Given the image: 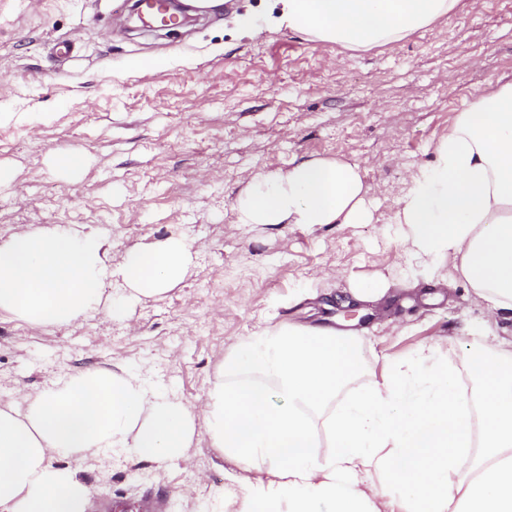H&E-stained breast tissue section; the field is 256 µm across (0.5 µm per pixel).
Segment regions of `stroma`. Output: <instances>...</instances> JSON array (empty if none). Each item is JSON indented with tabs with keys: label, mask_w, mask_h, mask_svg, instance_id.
Returning a JSON list of instances; mask_svg holds the SVG:
<instances>
[{
	"label": "stroma",
	"mask_w": 512,
	"mask_h": 512,
	"mask_svg": "<svg viewBox=\"0 0 512 512\" xmlns=\"http://www.w3.org/2000/svg\"><path fill=\"white\" fill-rule=\"evenodd\" d=\"M121 0H0V244L57 225L108 239L113 256L181 236L193 262L167 292L130 297L107 278L97 310L34 329L0 310V403L25 406L61 376L124 369L198 404L232 346L288 322L344 320L333 300L384 280L363 303L361 389L425 342L462 362L483 332L512 340V317L448 285H399L393 224L411 170L490 83L512 82V0H479L433 29L366 52L306 39L269 20L273 0H223L172 32L134 31ZM251 19L256 33L241 28ZM74 40L61 61L57 44ZM78 152L75 172L55 165ZM359 165L375 185L368 224H241L253 172L322 157ZM186 458L130 453L61 458L90 490L88 512H233L237 464L197 428Z\"/></svg>",
	"instance_id": "1"
}]
</instances>
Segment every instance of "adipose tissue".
<instances>
[{"mask_svg":"<svg viewBox=\"0 0 512 512\" xmlns=\"http://www.w3.org/2000/svg\"><path fill=\"white\" fill-rule=\"evenodd\" d=\"M272 23L354 51L396 42L455 13L459 0H275ZM432 161L410 174L395 214L406 267L433 279L460 271L476 303L512 313V82L474 97ZM372 188L340 158L256 172L237 199L244 224H367ZM182 238L125 250L66 226L0 246V310L39 326L96 309L119 276L133 294L167 292L184 275ZM457 372L433 344L385 365L343 397L363 370L357 337L332 324L286 323L229 350L204 401L187 406L125 371L53 381L26 409L0 405V512H86L88 486L59 457L115 448L163 464L184 457L197 423L234 460L235 512H385V485L404 512H512V348L468 347Z\"/></svg>","mask_w":512,"mask_h":512,"instance_id":"1","label":"adipose tissue"}]
</instances>
